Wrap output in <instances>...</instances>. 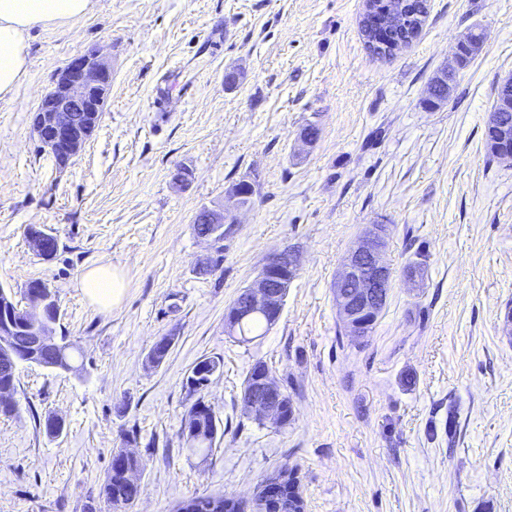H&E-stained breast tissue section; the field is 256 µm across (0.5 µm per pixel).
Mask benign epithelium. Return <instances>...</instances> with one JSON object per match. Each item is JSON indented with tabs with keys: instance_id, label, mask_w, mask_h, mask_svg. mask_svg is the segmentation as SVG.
<instances>
[{
	"instance_id": "1",
	"label": "benign epithelium",
	"mask_w": 512,
	"mask_h": 512,
	"mask_svg": "<svg viewBox=\"0 0 512 512\" xmlns=\"http://www.w3.org/2000/svg\"><path fill=\"white\" fill-rule=\"evenodd\" d=\"M387 28L408 29L406 15L399 7L384 11L382 18L371 17ZM112 87V65L97 51L77 55L59 69L51 88L36 110V133L45 152L53 157L66 154L70 160L83 149L86 139L69 121L67 112L77 107L85 112H99ZM250 182L243 180L237 191L227 195L228 204L220 210L205 208L198 213L210 230L201 239L211 246L223 242L236 228L234 212L245 207L242 198ZM388 239L387 225L367 224L349 249L333 283L336 311L348 333L363 341L367 326L378 321L386 307L392 287V271L382 260ZM299 271L298 256L284 249L271 256L256 278L240 290L224 310V332L237 334L238 326L250 316L266 315L276 325L284 309L288 288ZM52 295H33L24 320L15 322L4 315L0 330V355L13 365L27 363L59 370L58 364H46L30 353L22 352L29 339L33 344L55 349L63 345L55 330L47 325L45 314ZM241 405L248 416L284 426L292 415V404L268 367L257 362L251 367L250 382L244 386ZM179 512H305L300 472L281 466L267 473L255 486L250 498L224 497V501L200 502L190 498L179 505Z\"/></svg>"
}]
</instances>
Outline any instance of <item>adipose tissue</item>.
<instances>
[{"label": "adipose tissue", "mask_w": 512, "mask_h": 512, "mask_svg": "<svg viewBox=\"0 0 512 512\" xmlns=\"http://www.w3.org/2000/svg\"><path fill=\"white\" fill-rule=\"evenodd\" d=\"M95 0H0V98L14 95L28 71L27 38L31 30L50 22L66 24L92 12ZM98 308L119 305L124 293L118 270L98 266L79 282Z\"/></svg>", "instance_id": "1"}]
</instances>
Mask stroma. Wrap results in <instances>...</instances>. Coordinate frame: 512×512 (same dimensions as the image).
<instances>
[{
    "mask_svg": "<svg viewBox=\"0 0 512 512\" xmlns=\"http://www.w3.org/2000/svg\"><path fill=\"white\" fill-rule=\"evenodd\" d=\"M363 0H95L91 14L31 33L28 73L0 99V287L16 302L48 284L76 371L19 365L0 416V512H108L114 449L144 463L133 512H175L194 495L250 496L274 467H298L306 512H512V162L490 158L487 117L512 75V0H428L422 32L389 59L360 31ZM480 52L457 68L469 33ZM99 51L112 88L95 135L65 169L31 115L54 73ZM456 71L442 106L428 85ZM238 76L235 85L225 73ZM320 134L300 154L309 122ZM188 167V188L173 172ZM255 185L223 260L193 230L232 184ZM388 225L386 308L362 344L346 336L332 285L363 225ZM36 226L55 258L30 249ZM301 269L278 323L253 342L224 333V309L283 248ZM421 263L411 285L405 271ZM118 268L125 295L103 312L78 286ZM174 339L164 362L154 342ZM224 361L204 390L224 431L207 463L181 431L185 379ZM263 362L288 393L287 426L241 411ZM54 416L59 434L46 433Z\"/></svg>",
    "mask_w": 512,
    "mask_h": 512,
    "instance_id": "obj_1",
    "label": "stroma"
}]
</instances>
